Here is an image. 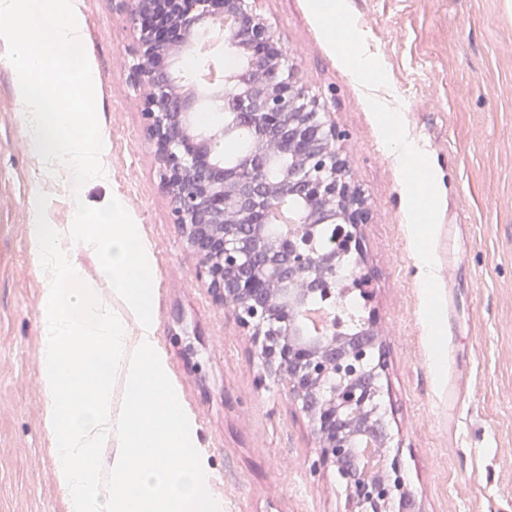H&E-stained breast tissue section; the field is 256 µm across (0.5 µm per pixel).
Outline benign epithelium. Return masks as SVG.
Segmentation results:
<instances>
[{
  "instance_id": "obj_1",
  "label": "benign epithelium",
  "mask_w": 512,
  "mask_h": 512,
  "mask_svg": "<svg viewBox=\"0 0 512 512\" xmlns=\"http://www.w3.org/2000/svg\"><path fill=\"white\" fill-rule=\"evenodd\" d=\"M119 2L131 4L138 32L130 78L148 85L143 119L174 223L199 257L197 277L251 336L258 386L284 385L307 415L317 464L335 469L346 512H411L402 462L388 452L383 372L374 369L368 384L358 380L357 343L340 333L338 254L354 258L367 300L373 280L361 267L360 227L370 208L341 153L345 134L306 95L256 0ZM215 16L230 22L225 46L242 66L211 94L221 119L202 131L193 120L195 94L182 91L170 67ZM243 131L249 149L224 161L223 141ZM284 157L298 166L271 177ZM320 224L337 225L335 246L318 243Z\"/></svg>"
}]
</instances>
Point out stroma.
I'll return each instance as SVG.
<instances>
[{"label": "stroma", "instance_id": "1", "mask_svg": "<svg viewBox=\"0 0 512 512\" xmlns=\"http://www.w3.org/2000/svg\"><path fill=\"white\" fill-rule=\"evenodd\" d=\"M92 34L106 177L73 196L26 145L16 73L0 39V512H69L43 427L44 278L31 258L30 198L53 223L77 202L120 197L152 252L157 347L209 464L223 512H344L335 473L285 387H257L250 336L198 279L129 78L137 35L113 0H73ZM308 95L326 101L371 208L361 228L374 274L383 409L415 512H512V0H340L343 41L311 0H258ZM360 53L379 69L363 79ZM397 113L386 129L374 100ZM430 170L423 223L390 138ZM431 253L423 274L419 242Z\"/></svg>", "mask_w": 512, "mask_h": 512}]
</instances>
